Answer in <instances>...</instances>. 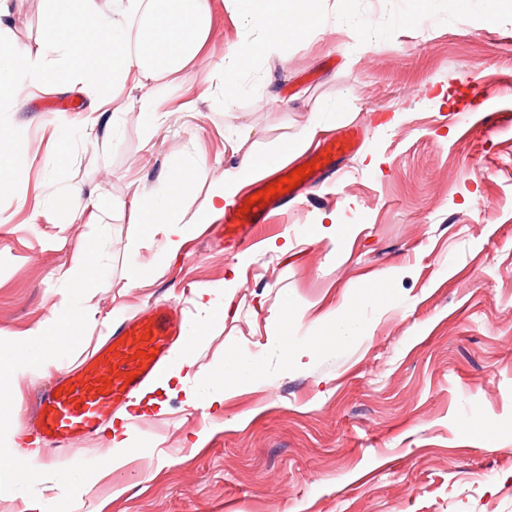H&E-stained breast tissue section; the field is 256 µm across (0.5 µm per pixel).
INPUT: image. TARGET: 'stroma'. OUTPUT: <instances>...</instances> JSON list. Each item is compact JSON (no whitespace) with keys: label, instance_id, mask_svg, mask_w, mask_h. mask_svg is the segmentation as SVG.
I'll list each match as a JSON object with an SVG mask.
<instances>
[{"label":"stroma","instance_id":"stroma-1","mask_svg":"<svg viewBox=\"0 0 512 512\" xmlns=\"http://www.w3.org/2000/svg\"><path fill=\"white\" fill-rule=\"evenodd\" d=\"M7 5L0 44L42 53L48 0ZM211 7L218 34L198 67L130 75L97 125L96 90L66 81L57 55L52 85L0 112L24 156L0 193V336L31 335L37 357L33 333L64 295L94 315L9 384L16 413L0 417V435L37 447L23 430L33 394L113 324L178 300L185 325L205 326L175 352L192 372L146 390L126 418V466L108 464L111 433L72 448L105 473L74 512H512V0H316L325 28L284 56L256 55L229 106L211 72L257 33L232 0ZM146 93L163 99V124L139 112ZM316 117L321 139L358 126L360 149L340 161L337 187L260 228L249 250L197 224L171 258L163 229L136 223L135 196L161 194L179 163L196 168L192 213L240 153L271 155ZM76 185L103 206L100 223L60 221L53 203ZM92 250L98 272L71 291L64 272ZM382 282L386 297L358 307L366 336L290 361L283 337L316 334ZM234 352L262 380L190 405Z\"/></svg>","mask_w":512,"mask_h":512}]
</instances>
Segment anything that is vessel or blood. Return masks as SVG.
<instances>
[{
    "label": "vessel or blood",
    "instance_id": "b4317fda",
    "mask_svg": "<svg viewBox=\"0 0 512 512\" xmlns=\"http://www.w3.org/2000/svg\"><path fill=\"white\" fill-rule=\"evenodd\" d=\"M359 147L357 128L348 127L308 153L316 168L300 187L262 205H247L242 196L225 202V243L240 250L251 247L262 224L292 208L303 189L330 178L337 162ZM181 320L177 306L157 302L144 314L113 327L112 345L101 346L78 371L59 376L37 392L30 433L52 456L67 458L75 444L98 434L114 413L163 380L174 356ZM140 351L146 352L145 360H136Z\"/></svg>",
    "mask_w": 512,
    "mask_h": 512
}]
</instances>
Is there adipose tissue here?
<instances>
[{"instance_id":"obj_1","label":"adipose tissue","mask_w":512,"mask_h":512,"mask_svg":"<svg viewBox=\"0 0 512 512\" xmlns=\"http://www.w3.org/2000/svg\"><path fill=\"white\" fill-rule=\"evenodd\" d=\"M239 18L257 30V44H245L229 57L228 66L216 70L215 78L224 82L226 99H233L240 89L238 75L246 69L256 52L282 53L289 38L308 26L321 25V17L303 8L298 0H235ZM148 16L137 36H130L125 20L136 9ZM50 31L48 49L69 57L75 64L78 84L94 87L99 83L98 63L112 60L113 82H123L132 70L149 73L178 72L198 64L211 39V0H51L47 18ZM52 73L42 57L13 45L0 51V105H17L29 89L48 84ZM321 126L313 120L295 143L284 145L272 158L244 155L239 163L225 170L221 180L212 184L206 205L192 216H184V200L194 190L195 170L180 167L166 181L163 197L142 195L136 204L139 223L147 228L164 226L166 252L178 253L189 224H208L224 212V202L240 188L269 169L271 162L287 159L296 149L309 145ZM87 314L77 309L70 298H63L38 334L46 342L41 359H32L24 337L4 339L0 346L9 352V375L24 374L40 368L54 355L57 338L76 334L87 321ZM257 378L254 360L231 354L224 363V379L193 398V405L222 403L228 384H251Z\"/></svg>"}]
</instances>
